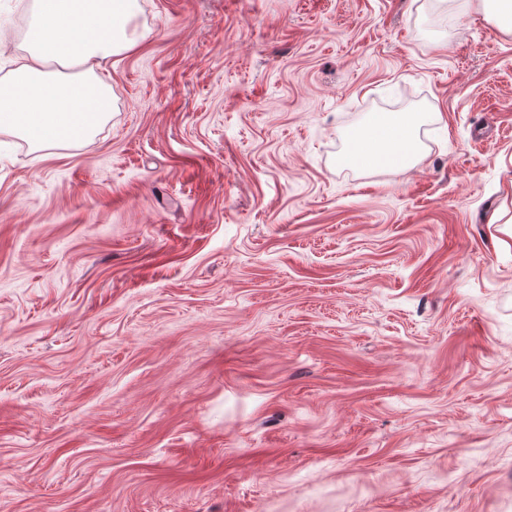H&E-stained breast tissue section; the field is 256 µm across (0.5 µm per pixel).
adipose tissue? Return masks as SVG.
I'll return each mask as SVG.
<instances>
[{
    "mask_svg": "<svg viewBox=\"0 0 512 512\" xmlns=\"http://www.w3.org/2000/svg\"><path fill=\"white\" fill-rule=\"evenodd\" d=\"M137 0H38L28 45L0 84V134L51 154L89 139L109 117L108 61L132 50ZM420 116L393 113L348 136L345 163L413 165L421 155Z\"/></svg>",
    "mask_w": 512,
    "mask_h": 512,
    "instance_id": "1",
    "label": "adipose tissue"
}]
</instances>
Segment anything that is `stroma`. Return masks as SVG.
<instances>
[{"mask_svg": "<svg viewBox=\"0 0 512 512\" xmlns=\"http://www.w3.org/2000/svg\"><path fill=\"white\" fill-rule=\"evenodd\" d=\"M458 2L138 0L91 139L0 134V512H512V34ZM393 112L424 159L341 166Z\"/></svg>", "mask_w": 512, "mask_h": 512, "instance_id": "1", "label": "stroma"}]
</instances>
